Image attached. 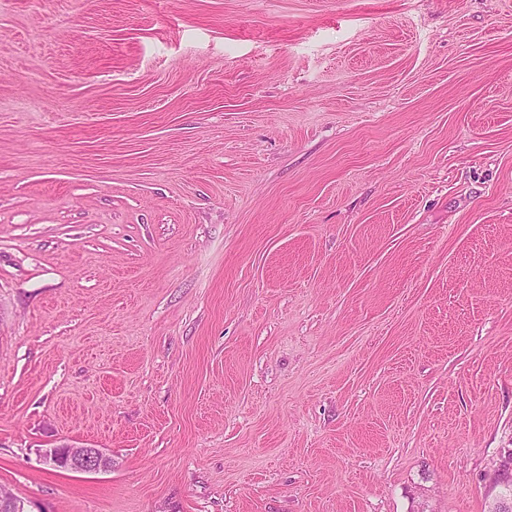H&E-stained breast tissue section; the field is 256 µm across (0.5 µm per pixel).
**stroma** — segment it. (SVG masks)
I'll return each mask as SVG.
<instances>
[{
	"mask_svg": "<svg viewBox=\"0 0 512 512\" xmlns=\"http://www.w3.org/2000/svg\"><path fill=\"white\" fill-rule=\"evenodd\" d=\"M511 452L512 0H0L23 512H494ZM40 459L47 470L65 469L80 474H100L112 470V454L106 448L65 443L45 448Z\"/></svg>",
	"mask_w": 512,
	"mask_h": 512,
	"instance_id": "stroma-1",
	"label": "stroma"
}]
</instances>
